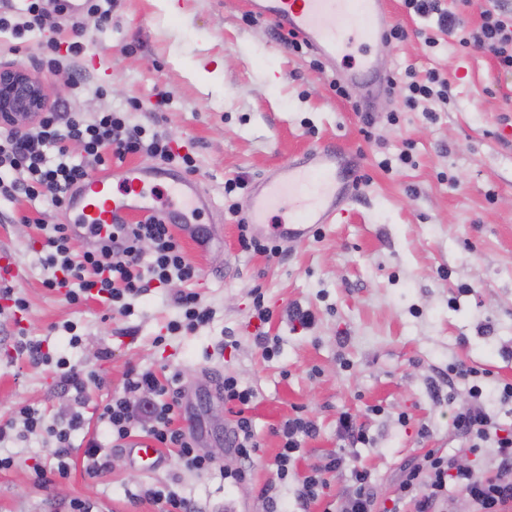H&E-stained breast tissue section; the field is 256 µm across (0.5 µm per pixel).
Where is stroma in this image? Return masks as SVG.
I'll use <instances>...</instances> for the list:
<instances>
[{
    "label": "stroma",
    "instance_id": "stroma-1",
    "mask_svg": "<svg viewBox=\"0 0 512 512\" xmlns=\"http://www.w3.org/2000/svg\"><path fill=\"white\" fill-rule=\"evenodd\" d=\"M45 6L53 15L44 29L0 32V62L39 75L52 91L51 107L62 112L90 117L138 101L133 123L165 134L194 157L193 178L211 206L177 233L199 269L192 288L215 315L194 334L168 335L179 282L134 299L128 316L108 314L94 300L68 304L44 287L42 255L32 245L38 231L23 217L38 209L47 223L69 224L74 212L30 203L21 194L0 200V267L10 266L12 283L28 303L22 323L0 314V422L27 403L60 424L74 406L55 367L11 358L17 328L46 341L53 357L106 377L83 409L88 430L72 434L66 476L35 488L32 467L53 465L52 440L32 435L10 442L15 465L0 473V512H65L75 499L98 512H161L160 505L131 496L163 485L205 512H224L228 502L238 512H264L259 491L270 483L288 512H325L349 489L352 467L370 471L382 502L413 457L431 449L456 455L480 477H494L493 449L465 451L452 426L472 400L466 385L449 388L445 376L449 364L464 362L512 382V357L503 354L512 349V72L501 70L490 53L440 34L435 18L408 14L402 0H389L391 24H403L411 35L373 50L397 82L409 69L421 75L435 68L447 78L448 101L429 120L403 111L396 88L361 84L348 98L336 97L331 65L315 69L313 53L289 49L271 22L252 13L251 0H175L170 11L164 0H117L105 22L93 13L55 12V0ZM427 34L438 38L436 47L425 45ZM50 39L84 44L81 87L62 86L43 65L40 45ZM161 90L163 103L156 97ZM358 104L367 108L370 125L355 112ZM336 141L362 156L368 177L347 216L323 225L320 238L283 247L279 257L244 251L224 199L225 181L255 183L296 154ZM407 146L413 162L398 164ZM387 158L394 162L389 172L380 166ZM200 233L211 239L204 255L192 243ZM257 290L272 310L265 323L253 315ZM296 308L310 312L312 323L299 324ZM67 322L75 324L79 343H71ZM261 334L279 337L274 358L257 346ZM131 366L161 378L180 373L177 425L189 427L217 463L235 467L240 460L227 438L236 416L211 391L228 374L252 388L248 414L261 444L252 483L232 487L218 473L187 470L172 448L163 449L159 467L146 469L124 446L109 447L107 470L89 478L82 466L86 441L105 439L97 414L122 391ZM375 405L383 413L373 414ZM299 410L318 432L306 439L296 470L343 459L327 475L328 496L306 505L295 483L279 482L273 464L281 446L277 430ZM344 410L364 426L368 444L337 437L336 418ZM402 413L407 422H399ZM423 424L430 429L425 438Z\"/></svg>",
    "mask_w": 512,
    "mask_h": 512
}]
</instances>
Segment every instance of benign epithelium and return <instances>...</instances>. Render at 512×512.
I'll return each instance as SVG.
<instances>
[{
	"label": "benign epithelium",
	"mask_w": 512,
	"mask_h": 512,
	"mask_svg": "<svg viewBox=\"0 0 512 512\" xmlns=\"http://www.w3.org/2000/svg\"><path fill=\"white\" fill-rule=\"evenodd\" d=\"M45 83L21 64L0 63V126L25 132L48 110Z\"/></svg>",
	"instance_id": "7a95c632"
}]
</instances>
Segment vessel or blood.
Returning a JSON list of instances; mask_svg holds the SVG:
<instances>
[{"label": "vessel or blood", "mask_w": 512, "mask_h": 512, "mask_svg": "<svg viewBox=\"0 0 512 512\" xmlns=\"http://www.w3.org/2000/svg\"><path fill=\"white\" fill-rule=\"evenodd\" d=\"M252 6L256 14L296 32L309 51L334 62L336 77L345 85L388 82L389 71L370 51L390 21L385 0H252ZM360 166L358 154L339 144L297 155L279 174L257 181L243 219L261 227L270 223L271 212L282 201H289L288 226L281 237L291 243L307 241L318 227L347 214ZM119 172L125 185L121 194L113 193L108 172L69 192V206L77 212L69 226L74 238H103L111 235L113 225L155 213L152 185L162 179L161 169L132 164ZM170 189L165 214L169 221L187 223L208 204L192 179H173Z\"/></svg>", "instance_id": "vessel-or-blood-1"}]
</instances>
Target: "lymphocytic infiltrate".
I'll return each mask as SVG.
<instances>
[{"instance_id": "1", "label": "lymphocytic infiltrate", "mask_w": 512, "mask_h": 512, "mask_svg": "<svg viewBox=\"0 0 512 512\" xmlns=\"http://www.w3.org/2000/svg\"><path fill=\"white\" fill-rule=\"evenodd\" d=\"M460 11H451L445 0H404L407 12L421 17H436L439 27L454 37L459 46L475 47L492 54L502 70L512 71V0H493L481 13L478 27H468L462 13L472 0H458ZM81 145L84 158L74 161L70 143ZM143 153L171 164L181 163L186 172L196 170L192 156L180 153L171 141L160 134L145 137L141 127L133 125L127 112H99L85 117L80 112H45L39 124L25 134L0 128V198L24 194L30 201L49 199L54 207L68 204V190L87 182L92 173L109 168L112 162H124L127 156ZM38 243L43 266L50 275L43 281L48 290L62 292L72 305L94 298L108 309L128 314L131 299L143 296L151 287L171 282L190 283L199 276L198 268L188 259L183 246L164 216L152 215L134 224H120L110 239L95 248L75 253L73 239L63 224L38 222ZM178 310L168 322V333L195 332L208 324L213 311L204 306L196 292L174 296ZM16 356L33 364L55 365L60 382L73 394L74 408L63 426L47 424L44 415L28 404L17 406L10 420L0 425V444L9 440L15 424H22L23 435L48 434L55 443L52 468L33 469L35 486L44 487L50 474L66 475L71 461V435L83 429L82 409L91 388L102 387L105 379L99 372L84 371L66 359H53L40 340L19 336L13 346ZM489 372L462 364L448 367L449 384L464 383L472 399L470 407L453 418L456 432L468 443L469 452L491 447L498 461L494 480L479 479L460 467L455 457L435 450L418 455L403 470L385 512H447L448 493L465 494L473 512H512V429L504 427L496 412L486 409L481 399L483 383ZM178 376L160 381L149 370L128 368L122 394L113 396L98 416L113 443L129 439L141 430L156 447L173 448L180 464L187 469L219 472L225 483L239 486L252 480V463L260 450L253 422L244 411L255 397L233 375H225L221 387L225 402L239 406L229 446L241 464L233 469L218 467L215 460L199 452L195 440L174 420L181 407ZM315 422L306 415L288 418L281 426L282 446L275 457L279 481L295 478L297 497L308 503L325 496L329 487L327 473L338 470L340 459H332L325 468L295 474L305 439L315 436Z\"/></svg>"}]
</instances>
